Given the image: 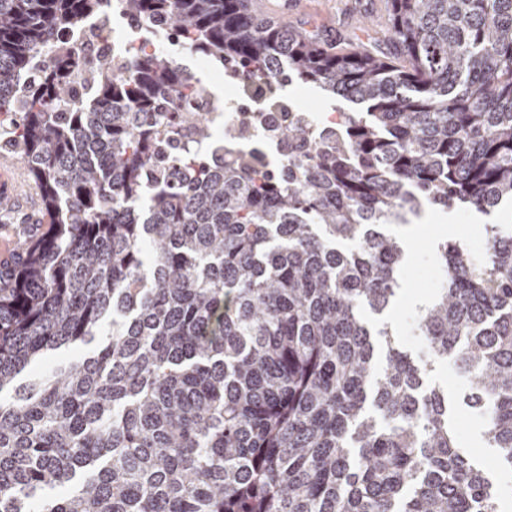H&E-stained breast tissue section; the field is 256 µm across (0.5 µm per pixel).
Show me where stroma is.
<instances>
[{
	"mask_svg": "<svg viewBox=\"0 0 512 512\" xmlns=\"http://www.w3.org/2000/svg\"><path fill=\"white\" fill-rule=\"evenodd\" d=\"M387 0H257L255 10L275 19H287L302 32L316 35L336 49L350 47L364 39L370 50L380 56L389 49L383 28L387 19ZM14 189L8 197L9 207L0 212V260L12 256L29 233L41 211L38 193L16 155L0 152V186ZM512 232V207L502 206L489 215L466 207L443 209L423 205L419 216L408 223L390 225L389 230L405 240L409 262L403 268L396 302L380 315H370L374 327L390 326L402 347L416 359H427L428 349L415 336L412 322L419 310L430 303L441 285L436 259L438 243L456 238L467 242L486 241L490 228ZM430 382L447 391L455 402L453 422L457 446L479 460L492 474L503 491L499 512H512V473L496 465L497 454L491 448L481 415L464 403L469 382L449 363L436 364Z\"/></svg>",
	"mask_w": 512,
	"mask_h": 512,
	"instance_id": "stroma-1",
	"label": "stroma"
}]
</instances>
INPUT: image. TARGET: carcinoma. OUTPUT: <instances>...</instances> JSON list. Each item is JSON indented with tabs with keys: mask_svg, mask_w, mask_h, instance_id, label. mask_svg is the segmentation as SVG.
I'll list each match as a JSON object with an SVG mask.
<instances>
[{
	"mask_svg": "<svg viewBox=\"0 0 512 512\" xmlns=\"http://www.w3.org/2000/svg\"><path fill=\"white\" fill-rule=\"evenodd\" d=\"M109 2L0 0V150L43 210L0 261V512H498L448 395L365 312L407 257L386 225L512 202V0H388L389 58L246 0H122L280 114L276 167L214 139L164 50L66 42ZM293 81L355 109L302 119ZM437 252L427 364L455 361L512 471V233Z\"/></svg>",
	"mask_w": 512,
	"mask_h": 512,
	"instance_id": "cac0c4a2",
	"label": "carcinoma"
}]
</instances>
